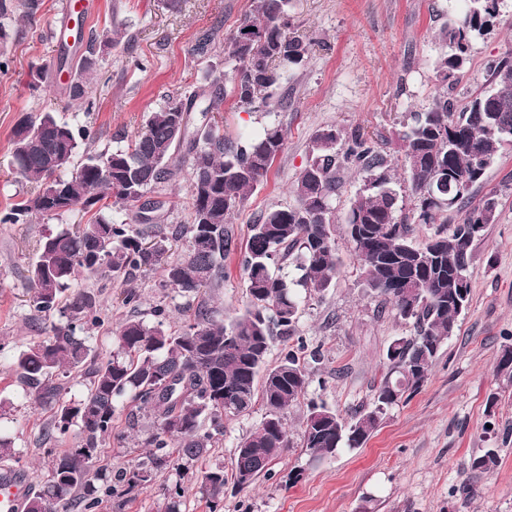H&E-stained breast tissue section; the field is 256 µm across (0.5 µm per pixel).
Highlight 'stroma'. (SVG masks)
Here are the masks:
<instances>
[{
	"label": "stroma",
	"mask_w": 512,
	"mask_h": 512,
	"mask_svg": "<svg viewBox=\"0 0 512 512\" xmlns=\"http://www.w3.org/2000/svg\"><path fill=\"white\" fill-rule=\"evenodd\" d=\"M63 2L43 0L36 23L12 38L9 67L0 70V209L32 189L11 164L10 140L22 118L54 111L59 120L94 126L99 132L96 152L112 150L140 130L167 97H182L223 79L231 64L221 48L205 58L192 55L191 48L213 28L219 39L230 37L252 9V0H183L177 11L169 9L166 0H93L86 27L100 31L116 22L125 37L101 53L97 106L86 115L76 111L64 87L38 85L37 67L53 63L56 55L49 35L65 25ZM456 13L454 0H291L288 32L310 42L313 50L305 68L282 77L278 92L285 98L283 108L268 115L238 106L228 96L213 114L215 126L233 137L259 133L272 122L288 132L286 147L267 180L232 218L238 241H246L249 224L261 213L293 204L290 187L317 131L358 127L383 142L387 154L396 153L398 134L411 113L426 111L440 89L434 69L440 51L437 34ZM510 50L512 0H502L493 29L472 43L455 90L458 104L485 87L487 60ZM339 183L332 234L342 268L323 295L305 298L296 336L305 343L309 397L346 415L369 400L389 343L413 335L414 328L396 316L391 304L372 295L360 278L343 218L361 177L345 169ZM491 193L498 196V218L473 245L469 307L440 350L427 382L407 402L389 410L363 447L339 451L316 465L309 464L299 446L307 405L290 406L284 415L290 446L273 462L271 477L260 478L247 491L225 493L222 512H512V379L496 372L502 346L512 344V150L502 153L483 182L468 192L466 207ZM154 197L163 206L142 230L171 237L190 220L187 174ZM74 221L68 214L45 216L33 224H0V398L11 403L0 418V431L9 434L20 451L19 476L30 489L50 460L52 443L43 436L48 413L26 397L12 362L20 350L66 323L58 315L33 318L26 303L27 277L42 237ZM186 248L185 239L171 237L169 260H179ZM159 280L155 272L136 275L127 283L83 280V291L96 299L107 321L90 339L98 352L109 353L112 328L130 314L149 321L162 306L169 324L178 326L199 301H206L223 319L241 311L246 301L245 277L234 254L224 260L221 287L205 296L161 289ZM128 286L140 294L134 311L121 302ZM493 393L499 402L491 417L485 408ZM263 417L258 406L225 421L224 435L210 448L206 465L231 468L238 442ZM150 431V419L141 418L124 445L100 448L97 468L116 478L145 459L144 441ZM485 448L498 449L499 462L489 472L473 475L469 458ZM293 469L301 476L292 482L288 474ZM178 485L184 489L182 512H210L198 489L197 471L183 473L173 465L155 472L146 487L130 494H101L93 512H156Z\"/></svg>",
	"instance_id": "35a3bbf8"
}]
</instances>
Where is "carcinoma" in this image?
<instances>
[{
  "label": "carcinoma",
  "mask_w": 512,
  "mask_h": 512,
  "mask_svg": "<svg viewBox=\"0 0 512 512\" xmlns=\"http://www.w3.org/2000/svg\"><path fill=\"white\" fill-rule=\"evenodd\" d=\"M455 22L441 28L442 50L435 71L445 91L425 112H415L399 136L405 182L417 200L408 216L399 207L400 192L387 155L374 137L359 129L344 135L333 127L312 138L309 157L293 185L295 204L271 208L249 225L245 246L238 244L231 219L267 178L286 146L282 126L269 124L255 139L231 140L213 126L189 133L192 113L217 109L231 93L246 107L260 104L267 113L283 106L275 86L287 72L303 67L310 44L287 34L290 0H253V9L224 42V58L233 63L225 83L187 98L168 97L149 113L144 127L123 148L97 153L98 132L76 130L44 111L20 121L13 130L11 153L16 171L36 183L34 191L0 214V224H27L37 216L96 211L85 224L44 236L28 277V305L37 318L59 312L66 317L54 335L30 344L14 358L16 381L50 412L47 440L76 445L56 450L51 465L28 497L24 512H74L99 502V483L108 475L92 471L104 438L113 435L116 412L124 400L133 406L128 429L139 415L154 417L145 439L147 460L121 474L126 492L143 486L153 472L177 464L188 472L224 435V419L250 413L261 402V425L237 445L231 475L221 466L201 475L211 508L224 499V488L244 491L289 447L283 414L305 399L310 385L301 363L304 345L292 347L275 364L268 361L274 336L294 335L302 314L301 291L319 296L341 268L332 238L337 172L351 168L362 184L345 217L347 236L365 287L392 304L396 314L416 325V333L388 345L385 371L366 404L350 418L311 400L302 426L301 447L320 463L342 449L355 450L371 438L393 406L423 386L441 346L455 333L470 299L468 270L472 246L497 218L498 198L491 193L452 229L438 228L421 242L408 236L406 224H434L440 212L462 208L465 195L486 170L512 146V52L487 65V86L462 108L448 92L469 62L471 42L490 31L500 0H465ZM42 0H0V68L8 67L5 46L13 24L36 21ZM92 33L74 65L61 58L51 70H38L46 83L64 70L74 71L67 86L71 100L86 113L96 106L94 73L109 34ZM79 163H74L77 155ZM188 167L190 222L178 235L187 239L179 261L165 262L168 237L146 242L136 225L118 218L139 207L141 199ZM208 234L209 243L200 241ZM239 253L247 302L224 321L200 303L192 320L177 330L165 326V310L155 322L129 317L112 331V351L98 353L85 333L104 325L96 300L78 289L79 275L129 280L140 272L161 270L159 286L198 294L224 279V258ZM293 266V272L285 270ZM496 371L512 378V345L502 347ZM87 377L86 391L64 397V379ZM496 448L470 457L468 468L485 473L497 465Z\"/></svg>",
  "instance_id": "1"
}]
</instances>
